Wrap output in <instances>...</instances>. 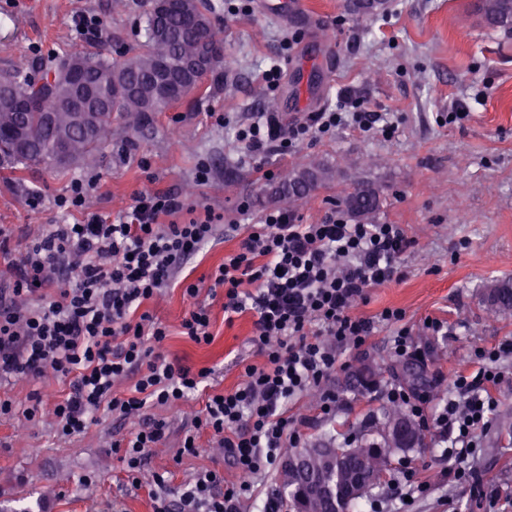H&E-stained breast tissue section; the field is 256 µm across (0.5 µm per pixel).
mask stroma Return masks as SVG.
Returning a JSON list of instances; mask_svg holds the SVG:
<instances>
[{"label":"stroma","instance_id":"35a3bbf8","mask_svg":"<svg viewBox=\"0 0 512 512\" xmlns=\"http://www.w3.org/2000/svg\"><path fill=\"white\" fill-rule=\"evenodd\" d=\"M207 2L225 50L222 73L208 78L203 90L156 114L142 129L113 124L111 142L90 162L67 170L0 166V226L10 238L8 252H0V270L18 261L36 225L57 222L53 201L80 175H101L88 207L103 216H116L152 184L174 190L189 204L215 209L225 221L251 224L279 206L274 189L285 169L324 162L332 165L333 179L295 205L298 216L320 219L336 210L338 191L365 185L383 200L376 221L406 225L417 241L404 258L403 275L370 289L355 313L405 311L422 351L420 390L437 397L447 387L443 374L459 368L475 347L512 340V312L492 319L484 306L488 288L512 281V34L483 22L479 0H386L383 17L361 26L350 20L348 0H308L304 14L273 16L255 6L231 15L224 0ZM148 7L149 0H127L126 10L118 13L112 0H0V76L33 45L41 55L30 70L34 77L69 54L89 52L72 30L81 13L103 17L110 28V39L98 52L132 56L145 39ZM274 59L282 76L272 86L262 74ZM272 96L281 100L275 118L284 127L348 98L386 113L395 131L386 138L338 128L294 153L269 158L272 177L261 181L236 132ZM461 99L470 106L468 116L446 121ZM144 156L151 160L147 172L138 166ZM203 161L210 178L202 184L196 171ZM34 191L42 197L36 210L29 205ZM244 202L249 209L243 213ZM235 246L231 238L211 241L182 268L180 278L198 281ZM199 300L211 311L213 338L207 344L181 333L190 308L181 287L165 290L148 308L169 329L164 344L169 356L196 370L213 369L215 390L233 388L241 362L257 360L247 344L255 315L247 312L228 324L223 296L203 293ZM428 317L447 322L448 337L428 336L423 330ZM393 332L378 326L361 349L343 351L342 360L353 367L365 361L377 365L378 381L405 382L391 350ZM330 386L340 397L335 416L319 417L315 399L305 394L290 405L291 414L313 420L305 431L307 442L375 437L387 404L383 390L346 388L341 373ZM35 389L63 395L70 386L58 378L0 385V398L15 401L19 409L0 420V512L25 507L30 512H153L149 485H127L120 454L112 448L127 426L106 418L79 436L59 438L52 402L43 401L34 419L22 414ZM185 426V418L172 419L166 441L150 451L148 470L169 471L175 486L206 468L232 477L219 449L179 456ZM442 449L437 434L430 433L423 447L407 452L431 488L402 512H512L510 501L480 506L479 490L445 484L442 472L449 461ZM474 468L485 488L512 487V433L495 426L484 433Z\"/></svg>","mask_w":512,"mask_h":512}]
</instances>
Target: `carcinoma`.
<instances>
[{
  "label": "carcinoma",
  "instance_id": "cac0c4a2",
  "mask_svg": "<svg viewBox=\"0 0 512 512\" xmlns=\"http://www.w3.org/2000/svg\"><path fill=\"white\" fill-rule=\"evenodd\" d=\"M385 0H358L356 22L375 20ZM479 11L491 27L512 31V0H480ZM224 64V40L214 30L206 0H176L165 9L151 0L146 39L135 55L112 59L101 54L75 53L56 68L35 78L28 76L29 61L19 57L12 74L0 79V134L20 127L32 149L20 153L0 139V165H51L65 168L95 156L112 134V122L133 129L149 124L155 114L186 98ZM79 68L85 81L103 92L99 103L89 106L99 113L95 129L74 125L68 101L73 94L68 74ZM53 116L47 123L45 117ZM332 177L331 168L318 163L296 166L283 174L275 194L292 204L306 198ZM354 216L368 220L380 209V196L371 188L359 187L336 196ZM486 309L500 315L512 311V282L493 285ZM378 438L357 444L339 445L333 440L288 450L283 489L293 512H330L331 504L310 495L304 504L298 494L313 485L347 483L358 476L361 488L371 489L389 471L393 458L405 449L389 439L388 429L407 415L394 406L383 412Z\"/></svg>",
  "mask_w": 512,
  "mask_h": 512
}]
</instances>
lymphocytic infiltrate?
<instances>
[{"instance_id": "lymphocytic-infiltrate-1", "label": "lymphocytic infiltrate", "mask_w": 512, "mask_h": 512, "mask_svg": "<svg viewBox=\"0 0 512 512\" xmlns=\"http://www.w3.org/2000/svg\"><path fill=\"white\" fill-rule=\"evenodd\" d=\"M339 127L378 128L386 135L392 130L365 109L312 112L285 129L274 119L256 117L238 130L237 140L262 162ZM99 182L96 175L74 179L67 194L55 199L64 212H83V221L38 225L12 267L10 286L0 289V381L68 378L71 390L53 408L63 437L102 418L131 423L130 434L113 446L122 452L128 484L137 489L149 450L169 429L150 407L180 410L214 374L169 357L168 328L145 305L175 284L182 265L215 238L218 226L209 208L152 187L115 218L87 213ZM230 230L239 237L236 248L207 283L183 288L195 305L181 329L196 343H210L211 312L198 297L204 290L223 293L225 322L254 312L248 344L258 360L244 364L234 388L207 395L181 451L200 455L201 437L210 434L236 478L205 470L174 489L167 473H153L154 512H244L259 477L277 468L285 449L305 445L302 422L289 416V402L313 393L322 415L335 414L337 398L328 383L341 368L337 350L365 345L379 324L396 328L395 357L421 356L403 310L387 308L368 318L352 312L370 288L398 278L403 257L415 245L404 225L350 224L333 216L306 224L288 210L272 208L258 222ZM509 356L511 341L475 348L467 370L449 374V393L438 409L404 385L386 386L391 404L446 440L454 459L449 473L458 483L476 481L472 462L480 436L491 426L498 406L494 391L504 378L498 363ZM128 380L134 393L124 397L118 388Z\"/></svg>"}]
</instances>
